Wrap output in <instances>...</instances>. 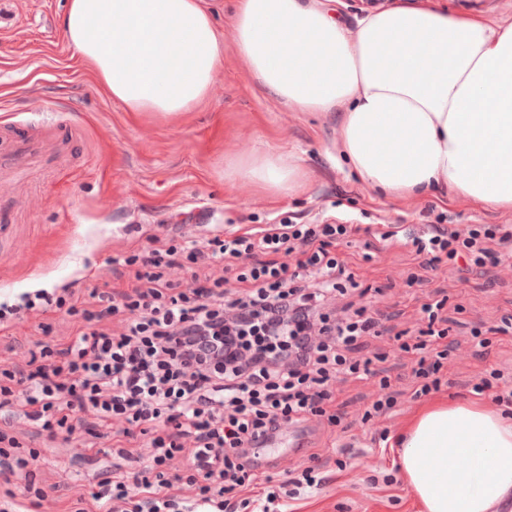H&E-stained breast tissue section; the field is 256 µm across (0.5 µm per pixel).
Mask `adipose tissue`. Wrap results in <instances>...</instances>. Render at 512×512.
I'll list each match as a JSON object with an SVG mask.
<instances>
[{
  "label": "adipose tissue",
  "mask_w": 512,
  "mask_h": 512,
  "mask_svg": "<svg viewBox=\"0 0 512 512\" xmlns=\"http://www.w3.org/2000/svg\"><path fill=\"white\" fill-rule=\"evenodd\" d=\"M224 37L211 0H68L63 36L130 112H188L209 95L225 45L278 101L334 112L340 153L388 198L450 188L512 208V23L395 0L346 25L330 0H233ZM234 178L282 194L291 155L237 160ZM399 469L423 512H500L512 502V419L438 400L402 427Z\"/></svg>",
  "instance_id": "1"
}]
</instances>
